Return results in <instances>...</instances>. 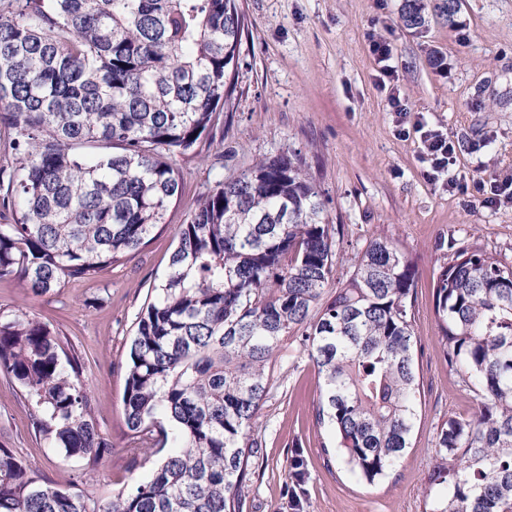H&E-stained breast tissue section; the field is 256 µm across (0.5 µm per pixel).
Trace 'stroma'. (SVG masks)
I'll return each instance as SVG.
<instances>
[{
  "instance_id": "stroma-1",
  "label": "stroma",
  "mask_w": 512,
  "mask_h": 512,
  "mask_svg": "<svg viewBox=\"0 0 512 512\" xmlns=\"http://www.w3.org/2000/svg\"><path fill=\"white\" fill-rule=\"evenodd\" d=\"M249 31L242 39L236 90L224 106L220 149L179 156L182 193L164 230L133 258L92 280L65 282L35 296L0 281V305L19 307L60 328L81 349L111 454L94 486L100 494L131 481L123 453L125 354L135 317L175 246L173 233L216 181L256 160L301 162L341 228L336 275L369 241L396 244L417 270L412 325L421 397L411 446L392 474L370 485L325 452L334 440L314 417L317 372L289 341L270 373L269 392L252 433L260 458L245 489L244 512H290L291 441H299L308 480L303 512H424V491L439 462L437 431L467 418L477 400L450 373L434 312L433 285L457 240L512 265V0H460L454 25L430 17L421 31L399 21L401 0H242ZM383 40L394 75L381 79L371 51ZM443 132L453 162L429 180L423 134ZM0 446L39 467L57 487L78 478L77 464L35 438L29 411L0 377Z\"/></svg>"
}]
</instances>
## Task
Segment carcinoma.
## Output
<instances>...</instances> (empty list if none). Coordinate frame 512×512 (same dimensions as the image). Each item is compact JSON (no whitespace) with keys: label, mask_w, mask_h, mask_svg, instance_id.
<instances>
[{"label":"carcinoma","mask_w":512,"mask_h":512,"mask_svg":"<svg viewBox=\"0 0 512 512\" xmlns=\"http://www.w3.org/2000/svg\"><path fill=\"white\" fill-rule=\"evenodd\" d=\"M430 7L403 0V25L420 30ZM244 32L239 0H0V280L52 295L163 229L181 192L175 158L217 125ZM338 234L290 158L260 159L200 198L120 361L127 467L151 468L107 499L92 481L112 444L81 352L60 329L0 306V376L39 439L84 477L60 489L0 447V512H243L261 448L251 428L298 333L319 378L317 424L360 479L390 475L421 397L416 269L379 238L334 288ZM448 249L434 311L448 371L479 407L441 423L425 506L512 512V267L453 240ZM289 477L299 507L298 452Z\"/></svg>","instance_id":"obj_1"}]
</instances>
